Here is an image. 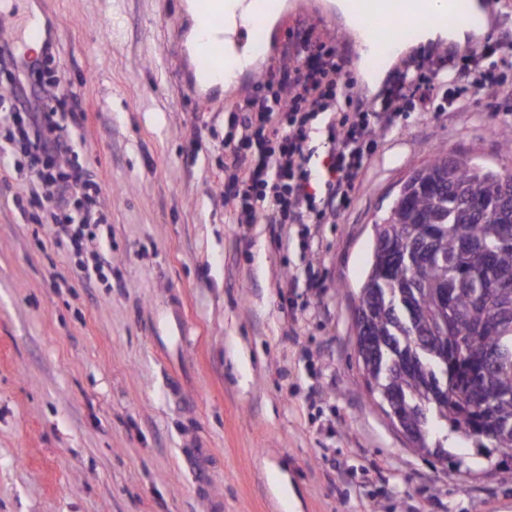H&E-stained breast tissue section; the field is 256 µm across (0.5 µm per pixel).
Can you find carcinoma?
Masks as SVG:
<instances>
[{
  "instance_id": "1",
  "label": "carcinoma",
  "mask_w": 512,
  "mask_h": 512,
  "mask_svg": "<svg viewBox=\"0 0 512 512\" xmlns=\"http://www.w3.org/2000/svg\"><path fill=\"white\" fill-rule=\"evenodd\" d=\"M421 178L428 188L415 192L406 204L393 202L380 234L399 244L424 243L436 224L432 256L414 267L398 268L391 281H378L376 287L397 294L414 286L413 321L404 329L407 339L448 346L443 416L449 437L512 458L511 431L494 439L484 436L489 399L499 398L497 409L512 417V367L489 363L504 347L512 350V330L505 338L481 328L484 312L478 309L494 294V273L512 274V243L500 242L503 226H512V173L477 168L438 148ZM445 287L452 291L453 303L448 328L443 329L437 326L434 289ZM468 368L481 381L484 397L458 384Z\"/></svg>"
}]
</instances>
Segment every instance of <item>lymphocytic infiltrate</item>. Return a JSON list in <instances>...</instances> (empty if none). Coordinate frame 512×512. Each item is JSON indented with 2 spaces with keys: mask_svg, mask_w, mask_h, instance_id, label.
<instances>
[{
  "mask_svg": "<svg viewBox=\"0 0 512 512\" xmlns=\"http://www.w3.org/2000/svg\"><path fill=\"white\" fill-rule=\"evenodd\" d=\"M495 51L485 46L482 56ZM57 53L55 41H46L25 65L12 42H0V72L13 78L14 121L22 140L18 151L0 146V163L10 164L16 152H23L30 171L28 196L41 223L49 226L56 248L80 254L94 251L106 218L93 211L82 170L56 179L46 174L66 162L76 137L67 93L48 98L31 89L44 63ZM482 56L437 53L402 59L380 89L375 110L347 80L334 39L313 25L298 31L281 50L277 79L258 82L240 112L229 115L224 205L234 223L254 224L262 217L280 225L336 222L350 203L376 136L393 126L410 101L426 100L438 86L447 87L452 110L479 93L512 97V81L504 72L484 68ZM318 130L325 152L316 164L309 142ZM79 205L85 217L77 224L69 209Z\"/></svg>",
  "mask_w": 512,
  "mask_h": 512,
  "instance_id": "obj_1",
  "label": "lymphocytic infiltrate"
}]
</instances>
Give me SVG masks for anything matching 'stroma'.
<instances>
[{"label": "stroma", "mask_w": 512, "mask_h": 512, "mask_svg": "<svg viewBox=\"0 0 512 512\" xmlns=\"http://www.w3.org/2000/svg\"><path fill=\"white\" fill-rule=\"evenodd\" d=\"M185 2L44 0L106 247L58 250L27 171L0 166V512H512V460L464 477L408 447L365 387L354 325L373 226L404 180L438 146L512 171V99L414 104L337 223L282 238L224 207L225 89L183 86ZM277 23L333 37L357 89L376 70L349 55L332 0H288ZM490 41L512 61V0L466 50ZM94 260L102 276L78 280ZM173 296L187 336H152ZM186 448L211 451L206 491Z\"/></svg>", "instance_id": "stroma-1"}]
</instances>
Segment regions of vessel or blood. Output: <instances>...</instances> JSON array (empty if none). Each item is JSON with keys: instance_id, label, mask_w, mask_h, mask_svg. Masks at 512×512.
Wrapping results in <instances>:
<instances>
[{"instance_id": "b4317fda", "label": "vessel or blood", "mask_w": 512, "mask_h": 512, "mask_svg": "<svg viewBox=\"0 0 512 512\" xmlns=\"http://www.w3.org/2000/svg\"><path fill=\"white\" fill-rule=\"evenodd\" d=\"M237 0H194V10L202 30L194 53L196 72L207 80L235 82L242 47L253 44L255 33H269L270 18L280 12L283 0H254L249 14L234 15ZM434 0H344V8L359 26L362 39L352 46L353 54H365L382 38L395 35L403 26H417L433 17ZM51 28L42 11H32L19 26L17 43H40L49 39ZM156 336H183L187 333L185 315L179 300H172L159 314L152 329ZM186 459L194 485L208 489L212 472L210 451L191 448Z\"/></svg>"}]
</instances>
